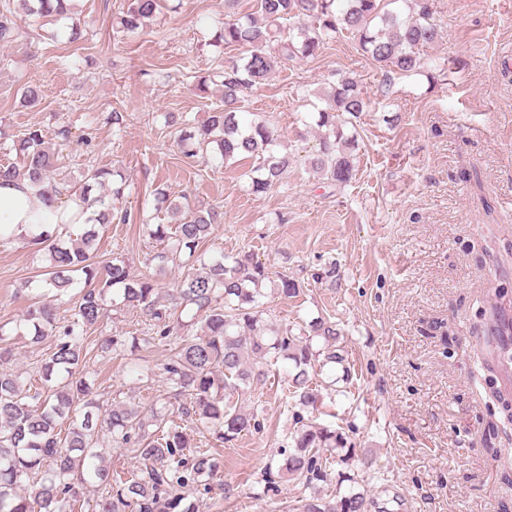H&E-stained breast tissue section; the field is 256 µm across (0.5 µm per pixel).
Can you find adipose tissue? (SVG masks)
<instances>
[{
	"instance_id": "adipose-tissue-1",
	"label": "adipose tissue",
	"mask_w": 512,
	"mask_h": 512,
	"mask_svg": "<svg viewBox=\"0 0 512 512\" xmlns=\"http://www.w3.org/2000/svg\"><path fill=\"white\" fill-rule=\"evenodd\" d=\"M41 185L27 179H0V240L32 239L63 224H83L92 211L78 197L50 204Z\"/></svg>"
}]
</instances>
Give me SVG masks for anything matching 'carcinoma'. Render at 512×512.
Instances as JSON below:
<instances>
[{"label": "carcinoma", "instance_id": "carcinoma-1", "mask_svg": "<svg viewBox=\"0 0 512 512\" xmlns=\"http://www.w3.org/2000/svg\"><path fill=\"white\" fill-rule=\"evenodd\" d=\"M72 0H0V43L22 36L17 19L36 15L66 19ZM166 8L165 0H129L119 28L138 35ZM435 0H256V9L234 14L217 25L210 45L240 47L245 55L224 65L220 81L195 76L193 89L206 95L216 86L218 102L207 118L192 129L181 130V153L201 152L222 163L237 156L254 160L248 172L249 191L262 196L281 183L293 165L290 153L279 151L281 135L267 122L244 118L245 95L290 62L316 57L324 45L343 34L378 68L397 75H420L436 80L448 68L425 57L423 48L441 38L435 23ZM316 108L315 124L325 127L310 167L324 179L342 186L352 177L347 149L353 136L337 122L341 115L357 119L369 111L371 100L360 81L341 74L332 82ZM23 166L0 164V178L26 176L43 185L45 200L63 191L76 192L88 205L100 207L99 220L130 224L134 215L113 206L102 207L96 187L110 186L112 198L121 199L126 179L117 169L97 168L83 182L70 185L49 173L61 168V158L42 130L32 127L13 141ZM154 210L166 224L141 222L147 234L162 245L157 254L165 264L182 260L186 272L175 285L180 304L189 306L190 320L201 319L205 333L173 335L171 308L156 301L153 280L130 271L117 257L100 260L98 230L83 225L76 239L38 236L36 250L49 254V265L32 281L39 301L24 316L30 343L54 336V347L35 372L0 371V512H72L84 487L97 486L101 495L95 512H200L201 491L219 472L209 449H191L187 436L172 418L213 430L216 440L230 442L243 432L261 430L252 412L238 406L236 397L264 379L259 365H286L287 389L299 409L293 450L277 467H267L265 483L287 475L306 485L330 480L332 465L348 464L352 445L343 431L304 422L301 410L315 407L318 389L312 386L317 368L341 367L334 383L351 377L349 353L339 341L336 323L317 317L297 334L293 328L262 319L263 286L271 279L264 263L248 253H197L211 234L212 209L189 203L158 185L152 190ZM277 290L286 298L300 294V285L288 273L276 274ZM78 296V313L59 324L56 302L70 293ZM138 309L158 340L171 342L162 374L173 402L151 410L150 419L139 407L122 401L109 409L100 406L83 373L88 332L106 315L107 300ZM499 358H512V318L502 306L491 308ZM153 426L155 430L147 431ZM115 448H130L137 459L131 477H115L95 448L101 439ZM372 501L362 492L348 490L331 499L312 496L302 512H370Z\"/></svg>", "mask_w": 512, "mask_h": 512}]
</instances>
